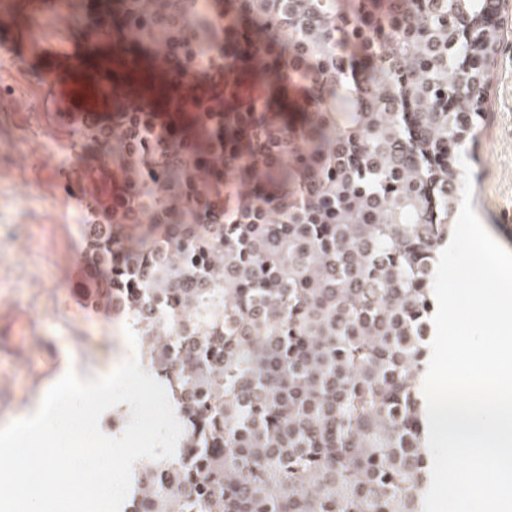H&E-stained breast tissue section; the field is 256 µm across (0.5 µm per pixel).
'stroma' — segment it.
Listing matches in <instances>:
<instances>
[{
  "instance_id": "obj_1",
  "label": "stroma",
  "mask_w": 512,
  "mask_h": 512,
  "mask_svg": "<svg viewBox=\"0 0 512 512\" xmlns=\"http://www.w3.org/2000/svg\"><path fill=\"white\" fill-rule=\"evenodd\" d=\"M13 28L0 33L13 55H0V426L40 404L51 386L40 373L48 356L68 368L111 372L144 349L124 320L82 293L85 248L71 217L82 201L66 178L91 191L95 158L74 152V129L60 125L74 56L105 53L110 42L89 32L100 16L95 0H72L77 23L56 28L20 0ZM503 38L486 97L481 134L471 145L472 206L493 237L512 250V0L499 14Z\"/></svg>"
}]
</instances>
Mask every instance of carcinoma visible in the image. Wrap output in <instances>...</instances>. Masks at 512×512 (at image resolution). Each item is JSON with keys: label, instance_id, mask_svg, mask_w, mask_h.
<instances>
[{"label": "carcinoma", "instance_id": "carcinoma-1", "mask_svg": "<svg viewBox=\"0 0 512 512\" xmlns=\"http://www.w3.org/2000/svg\"><path fill=\"white\" fill-rule=\"evenodd\" d=\"M501 0H224L225 111L82 128L151 208L91 202L84 294L184 427L126 512H423L428 316ZM303 96L287 100L275 85ZM224 180L226 210L210 188Z\"/></svg>", "mask_w": 512, "mask_h": 512}]
</instances>
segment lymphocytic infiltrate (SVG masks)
<instances>
[{
  "label": "lymphocytic infiltrate",
  "instance_id": "f902f5d3",
  "mask_svg": "<svg viewBox=\"0 0 512 512\" xmlns=\"http://www.w3.org/2000/svg\"><path fill=\"white\" fill-rule=\"evenodd\" d=\"M124 18L141 45L163 46L164 60L180 79L199 82L180 112H221L225 109L223 19L213 0H125Z\"/></svg>",
  "mask_w": 512,
  "mask_h": 512
}]
</instances>
